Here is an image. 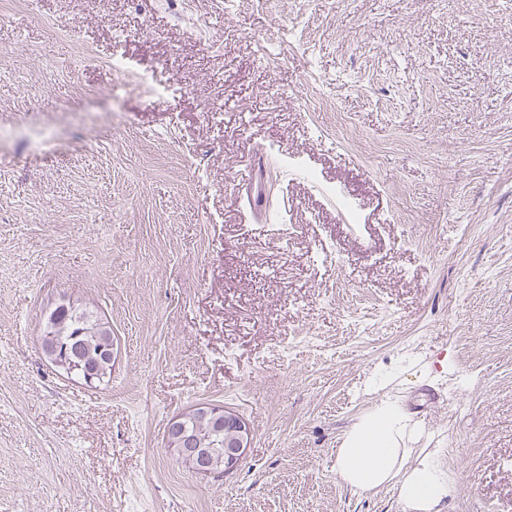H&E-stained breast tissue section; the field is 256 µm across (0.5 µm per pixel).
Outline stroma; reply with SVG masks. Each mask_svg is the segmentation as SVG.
<instances>
[{"instance_id":"stroma-1","label":"stroma","mask_w":512,"mask_h":512,"mask_svg":"<svg viewBox=\"0 0 512 512\" xmlns=\"http://www.w3.org/2000/svg\"><path fill=\"white\" fill-rule=\"evenodd\" d=\"M187 2L0 0V512H407L336 475L386 373L444 512H512V0ZM203 402L233 473L167 448ZM93 311L79 303L62 302L49 314L42 347L46 357L67 373L94 383L112 373V328ZM50 341L47 350L44 339ZM203 405L211 408L212 412L221 407L209 403L199 404L182 414V435L177 438L168 436V448H172L184 459L177 448H185V444H191L194 448H185L186 454L193 464L192 469L203 475L211 474V465L207 451L200 448H208L213 468L218 470L222 467L220 463L224 461V474H229L238 469L246 457L251 439L249 424L243 417L230 411H223L224 416L222 412L213 415ZM224 423L235 424L237 428L233 440L227 443L225 448L224 440L230 435L232 426L224 429Z\"/></svg>"}]
</instances>
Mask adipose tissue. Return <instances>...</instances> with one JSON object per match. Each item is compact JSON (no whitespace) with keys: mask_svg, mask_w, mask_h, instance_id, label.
<instances>
[{"mask_svg":"<svg viewBox=\"0 0 512 512\" xmlns=\"http://www.w3.org/2000/svg\"><path fill=\"white\" fill-rule=\"evenodd\" d=\"M392 377L377 378L381 399L354 421L336 457V473L353 491L366 492L398 482L413 512H443L448 477L437 451L411 455L409 443L422 429L387 389Z\"/></svg>","mask_w":512,"mask_h":512,"instance_id":"ef3b65f1","label":"adipose tissue"}]
</instances>
